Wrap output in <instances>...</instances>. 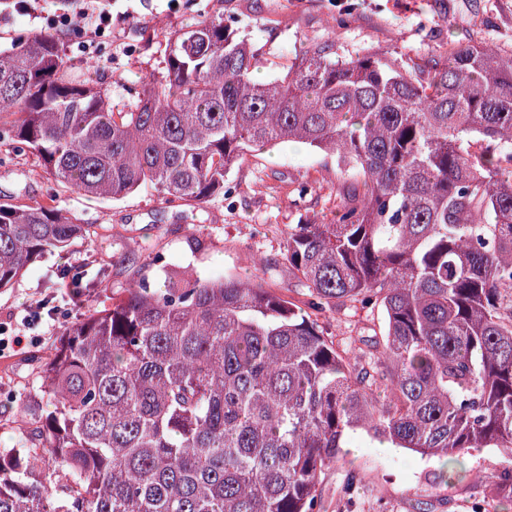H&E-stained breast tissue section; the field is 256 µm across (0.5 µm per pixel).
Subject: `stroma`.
Instances as JSON below:
<instances>
[{
  "mask_svg": "<svg viewBox=\"0 0 512 512\" xmlns=\"http://www.w3.org/2000/svg\"><path fill=\"white\" fill-rule=\"evenodd\" d=\"M112 13V26L93 35L62 0H30L18 10L13 0L0 5V47L36 33L59 40L75 74L104 84L114 110L128 103L127 90L163 66L165 34L189 26L200 10L222 9L235 21L264 65V79L308 44L334 45L337 53L365 49L404 60L444 59L459 43H489L512 53V0H101ZM350 14L347 25L332 19ZM73 21L57 27L59 17ZM308 179L317 194L298 198L294 183ZM352 178L341 174L334 157L296 142L267 150L235 167L227 178L233 193L190 211L182 202L159 200L147 188L113 201L68 191L46 179L35 156L0 146V203L54 202L80 223L90 237L63 252L48 253L32 264L12 288L0 290V325L24 337L22 348L0 351V448L19 445L12 419L18 408L44 418L51 406L38 392L39 373L60 331L87 307H103L104 293L70 299L65 273L80 271L84 283L107 273L113 293L163 271L192 268L211 276L260 277L273 287H287L288 266L279 260L284 237L300 213L328 220L337 195ZM57 314L35 327L23 321L26 309L41 302ZM381 313L340 308L329 318L349 357L360 354L354 339L379 331ZM512 456L499 448H474L448 482L435 478L437 461L364 434L350 435L338 459L320 477L322 512H339L341 488L348 475L359 483L358 512H471L482 500L487 512H504L499 476Z\"/></svg>",
  "mask_w": 512,
  "mask_h": 512,
  "instance_id": "1",
  "label": "stroma"
}]
</instances>
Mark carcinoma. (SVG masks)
Masks as SVG:
<instances>
[{
    "instance_id": "1",
    "label": "carcinoma",
    "mask_w": 512,
    "mask_h": 512,
    "mask_svg": "<svg viewBox=\"0 0 512 512\" xmlns=\"http://www.w3.org/2000/svg\"><path fill=\"white\" fill-rule=\"evenodd\" d=\"M220 12L166 37L124 111L57 39L0 49V145L54 183L194 209L255 152L294 141L363 185L284 238L298 305L255 279H141L65 327L41 371L40 438L0 450V512H316L362 431L441 462L512 448V53L461 44L405 65L306 47L259 83ZM89 235L53 205L0 204V289ZM380 306L347 356L322 321Z\"/></svg>"
}]
</instances>
